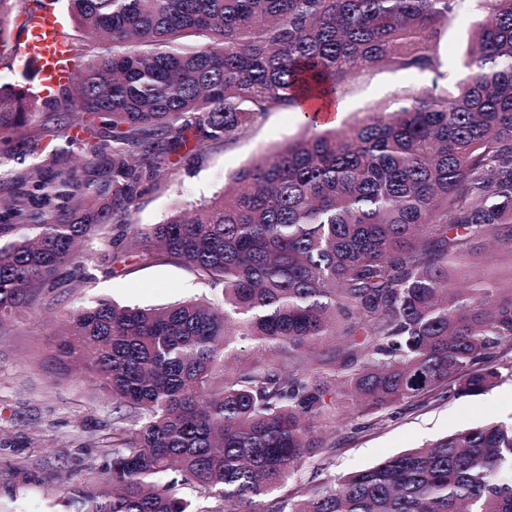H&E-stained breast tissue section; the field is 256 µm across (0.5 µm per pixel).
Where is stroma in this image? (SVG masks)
Segmentation results:
<instances>
[{
	"label": "stroma",
	"instance_id": "35a3bbf8",
	"mask_svg": "<svg viewBox=\"0 0 512 512\" xmlns=\"http://www.w3.org/2000/svg\"><path fill=\"white\" fill-rule=\"evenodd\" d=\"M480 18L465 2L449 24L439 46L448 79L460 76L468 36ZM432 80L427 72L378 69L352 86L331 124L353 123L393 93L419 91L431 87ZM312 133L304 113L266 112L239 137L202 149L187 144L172 155L170 173L161 185L148 182L140 187L132 208L135 223L146 227L176 212L194 210L222 192L241 168ZM49 141L38 118L13 137L0 161V201L13 197L17 176L41 164L43 146ZM50 142L58 148L62 166H79V145L65 136ZM111 251L106 238L85 243L77 287L45 290L27 313L0 326V512H64V486L104 484L112 451L102 440L111 434L115 421L111 404L82 374L56 379L42 367L55 346L58 325L69 313L101 298L154 307L179 300H222L221 289L209 287L184 265L148 263L127 272L111 268ZM497 359L502 379L482 394L432 396L408 403L393 421L369 411L360 420V430L343 428L327 434L324 452L289 478L282 495H296L313 483L368 468L405 449L487 421L512 424V341L501 343Z\"/></svg>",
	"mask_w": 512,
	"mask_h": 512
}]
</instances>
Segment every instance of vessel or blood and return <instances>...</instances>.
<instances>
[{"label":"vessel or blood","instance_id":"obj_1","mask_svg":"<svg viewBox=\"0 0 512 512\" xmlns=\"http://www.w3.org/2000/svg\"><path fill=\"white\" fill-rule=\"evenodd\" d=\"M17 56L36 68L40 87L56 89L66 84L72 54L55 13L42 12L23 29Z\"/></svg>","mask_w":512,"mask_h":512}]
</instances>
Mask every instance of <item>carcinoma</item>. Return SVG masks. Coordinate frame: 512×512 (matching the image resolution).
<instances>
[{
  "instance_id": "1",
  "label": "carcinoma",
  "mask_w": 512,
  "mask_h": 512,
  "mask_svg": "<svg viewBox=\"0 0 512 512\" xmlns=\"http://www.w3.org/2000/svg\"><path fill=\"white\" fill-rule=\"evenodd\" d=\"M14 2L0 0V59L15 25L58 0ZM459 2L67 0L79 38L53 120L84 134L89 158L59 169L48 151L0 211V325L114 224L126 234L112 265L174 260L224 294L162 309L103 299L63 320L48 369L81 372L118 413L111 489L66 488L74 512H512V425L499 422L267 504L324 448L318 423L501 378L512 273L451 283L448 266L491 242L512 256V0H474L486 18L453 87L290 142L190 215L144 230L131 212L190 135L237 137L383 66L439 73ZM189 33L207 42L188 48ZM102 42L112 54L90 50ZM46 105L0 84V143ZM28 223L35 235L14 238ZM235 336L280 353L241 363Z\"/></svg>"
}]
</instances>
